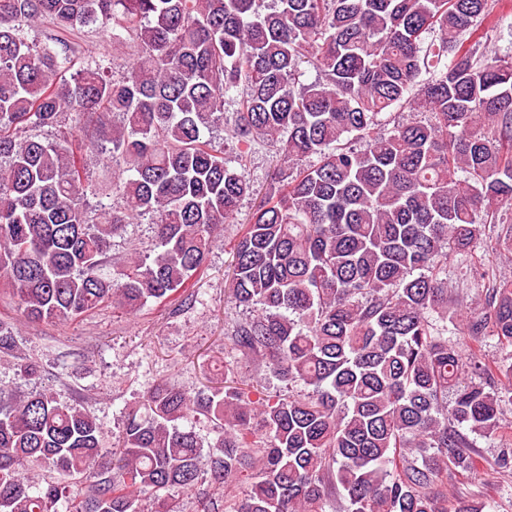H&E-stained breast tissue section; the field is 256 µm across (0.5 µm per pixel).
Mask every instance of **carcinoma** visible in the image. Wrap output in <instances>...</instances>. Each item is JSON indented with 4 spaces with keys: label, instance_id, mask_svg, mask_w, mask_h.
Instances as JSON below:
<instances>
[{
    "label": "carcinoma",
    "instance_id": "cac0c4a2",
    "mask_svg": "<svg viewBox=\"0 0 512 512\" xmlns=\"http://www.w3.org/2000/svg\"><path fill=\"white\" fill-rule=\"evenodd\" d=\"M263 2L0 0V284L25 318L187 305L251 191V154L232 166L205 132L289 166L233 245L232 298L252 317L224 331V375L256 362L287 393L159 383L113 448L48 389L0 396V512H142L147 490L154 512H180L160 491L205 475L224 512H448V472H480L468 434L501 431L485 382L512 400V362L473 360L464 381L444 275L512 210V61L487 45L502 0ZM44 19L62 49L25 36ZM90 25L133 48L120 76L91 55L66 76L64 34ZM402 108L421 118L385 127ZM87 112L109 144L96 182L71 143L26 133ZM146 215L152 246L111 257ZM466 328L512 347V278ZM0 357L41 373L2 322ZM198 415L208 443L184 425Z\"/></svg>",
    "mask_w": 512,
    "mask_h": 512
}]
</instances>
